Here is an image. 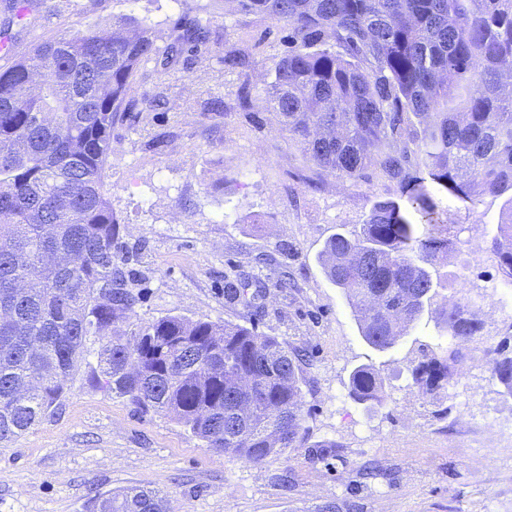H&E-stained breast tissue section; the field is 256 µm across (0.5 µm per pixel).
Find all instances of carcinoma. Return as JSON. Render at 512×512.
<instances>
[{"instance_id":"1","label":"carcinoma","mask_w":512,"mask_h":512,"mask_svg":"<svg viewBox=\"0 0 512 512\" xmlns=\"http://www.w3.org/2000/svg\"><path fill=\"white\" fill-rule=\"evenodd\" d=\"M246 14L283 22L290 47L263 93L288 142L344 180L378 167L400 187L421 168L460 200L512 191V0H238ZM176 23L166 44L132 16L78 29L19 53L0 72V444L52 417L69 377L99 342L94 383L142 410L172 414L206 447L259 464L300 448L299 354L239 324L165 316L131 334L120 323L137 302L117 265L121 225L105 181L112 128L135 103L140 63L169 68L206 41ZM254 58L227 50L245 74ZM415 221L391 201L325 242L321 265L351 307L364 341L394 347L432 307L436 260L457 246L437 204L410 196ZM491 247L512 283V197ZM253 287L224 277L241 300ZM454 342L423 345L411 369L434 395L448 387L464 347L481 331L458 298L435 310ZM512 395V348L486 351ZM373 365L356 367L350 396L382 401ZM94 512H165L157 492L131 487L95 500Z\"/></svg>"}]
</instances>
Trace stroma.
Returning <instances> with one entry per match:
<instances>
[{
  "mask_svg": "<svg viewBox=\"0 0 512 512\" xmlns=\"http://www.w3.org/2000/svg\"><path fill=\"white\" fill-rule=\"evenodd\" d=\"M123 14L161 37L182 16L211 30L189 64L166 74L141 66L136 109L112 130L106 182L124 229L121 267L138 298L124 328L179 315L252 325L304 351L306 444L259 464L214 453L171 416L92 386V355L53 417L0 446V512H93L92 493L134 486L164 495L167 512H320L331 502L350 512H512V396L485 356L512 336V319L490 305L479 310L481 336L468 343L448 390L433 396L409 372L420 345L440 341L431 315L388 351L363 341L320 253L330 235L363 223L375 200L412 215L410 193L376 170L356 181L318 173L289 147L262 93L287 49V25L244 14L236 0H43L19 37L29 47ZM228 49L264 63L245 77L227 71ZM159 92L166 111L146 110ZM209 99L222 110L204 111ZM428 190L460 237L438 262L439 296L455 299L461 280L467 295L483 294L499 278L485 227L497 223L504 197L463 202ZM230 274L260 278L258 315L225 296ZM285 276L294 288H279ZM362 364L383 380V402L370 409L349 396ZM371 462L379 473L364 477Z\"/></svg>",
  "mask_w": 512,
  "mask_h": 512,
  "instance_id": "stroma-1",
  "label": "stroma"
}]
</instances>
